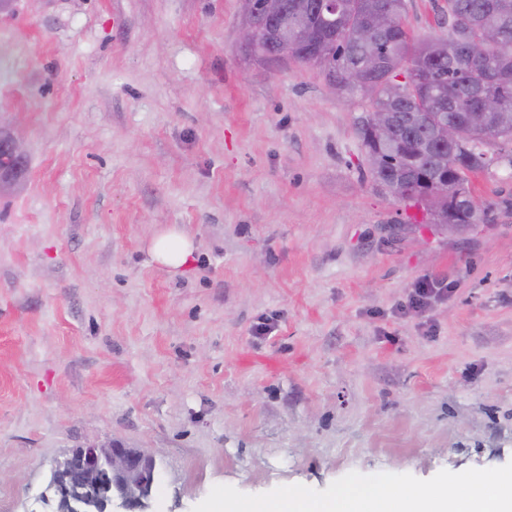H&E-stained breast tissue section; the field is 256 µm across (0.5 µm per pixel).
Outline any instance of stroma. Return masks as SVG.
<instances>
[{
    "instance_id": "stroma-1",
    "label": "stroma",
    "mask_w": 512,
    "mask_h": 512,
    "mask_svg": "<svg viewBox=\"0 0 512 512\" xmlns=\"http://www.w3.org/2000/svg\"><path fill=\"white\" fill-rule=\"evenodd\" d=\"M417 37L444 0H405ZM241 0L0 12V512H52L71 448L150 453L152 512L216 485L512 462V217L467 239L376 184L361 98L239 41ZM512 202V168L472 180ZM177 227L195 254H148ZM447 297L400 311L421 283ZM269 321L268 335L254 333ZM3 150L8 154H1L0 150V181L9 183L17 179L25 161V158L17 159L13 158L11 155L22 156L24 152L22 151L17 139L14 137L3 144ZM148 252L153 262L177 270L190 262L194 243L183 231L171 228L154 236Z\"/></svg>"
}]
</instances>
